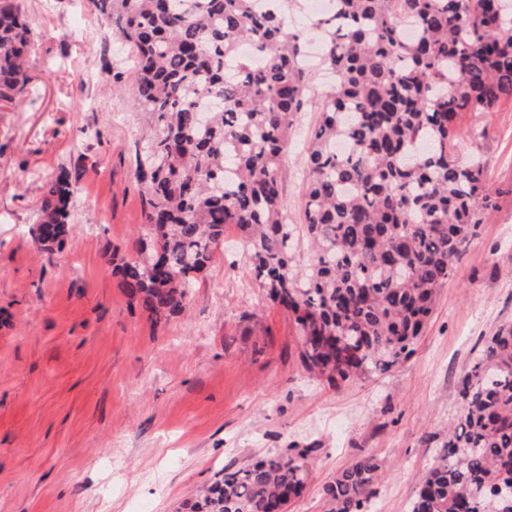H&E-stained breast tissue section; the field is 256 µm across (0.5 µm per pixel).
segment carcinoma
Returning <instances> with one entry per match:
<instances>
[{
  "label": "carcinoma",
  "mask_w": 512,
  "mask_h": 512,
  "mask_svg": "<svg viewBox=\"0 0 512 512\" xmlns=\"http://www.w3.org/2000/svg\"><path fill=\"white\" fill-rule=\"evenodd\" d=\"M90 0L128 48L147 133L142 257L115 265L151 321L180 314L227 229L248 245L258 287L294 317L306 372L339 388L406 360L438 291L498 205L481 158L459 157L463 112L512 102V10L504 0H334L293 23L302 0ZM410 25L416 35H402ZM322 41L327 88L301 60ZM26 0H0V102L32 77ZM248 44L252 56L238 48ZM302 222L288 223L282 162L305 105ZM347 150L339 152L336 145ZM78 177L43 184L31 232L51 255L69 233ZM460 411L410 512H483L512 487V325L490 336L459 386ZM381 463L354 461L323 486L328 512H370ZM311 464L288 448L224 466L188 512H288Z\"/></svg>",
  "instance_id": "1"
}]
</instances>
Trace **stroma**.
Wrapping results in <instances>:
<instances>
[{
	"instance_id": "stroma-1",
	"label": "stroma",
	"mask_w": 512,
	"mask_h": 512,
	"mask_svg": "<svg viewBox=\"0 0 512 512\" xmlns=\"http://www.w3.org/2000/svg\"><path fill=\"white\" fill-rule=\"evenodd\" d=\"M33 88L0 104V512H179L228 463L294 447L312 464L290 512H324L322 487L361 457L383 460L374 512H409L459 411L458 382L512 323V105L464 112L498 209L442 288L413 354L336 390L299 359L296 323L273 306L229 232L185 310L151 322L112 275L139 256L144 128L129 85L102 64L110 29L88 0H28ZM305 106L282 179L303 208ZM79 174L60 251L30 229L44 179Z\"/></svg>"
}]
</instances>
